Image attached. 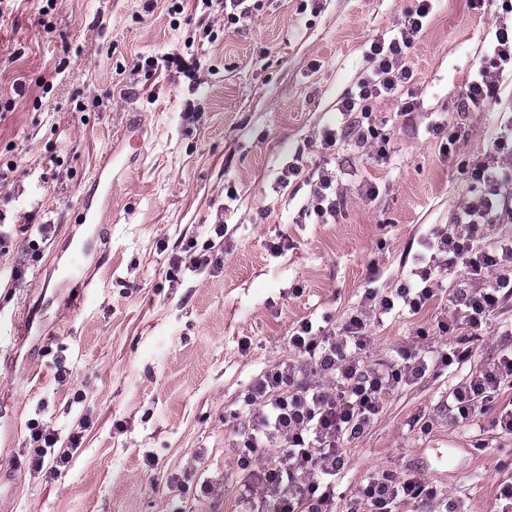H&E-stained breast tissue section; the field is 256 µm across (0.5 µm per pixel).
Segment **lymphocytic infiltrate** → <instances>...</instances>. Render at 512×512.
<instances>
[{
	"mask_svg": "<svg viewBox=\"0 0 512 512\" xmlns=\"http://www.w3.org/2000/svg\"><path fill=\"white\" fill-rule=\"evenodd\" d=\"M430 2L417 0L396 23L393 36L371 42L370 71L342 103L343 111L360 118L344 134L328 131L326 145H336L341 137L361 146L374 140L375 159L387 158L389 140L373 122L369 103L394 94L410 80L406 58L425 27ZM490 49L492 63L480 67L467 83L459 102L462 110L481 111L495 104L503 73L512 71V31L507 26L496 29ZM468 178L471 196L455 218L456 231H434L430 254L416 269L413 283L391 296L370 292L363 309L340 326L317 328L312 321H301L288 338L298 361L279 364L249 387L243 398L249 421L239 442L240 467L248 478L239 495V512H260L267 500L274 501L278 512H333L336 477L346 465L341 442L359 438L386 395L428 370L425 358L416 354H403L399 365L365 361L368 328L397 308L420 312L437 298L441 275L451 268L460 270L461 285L449 299L451 321L438 324L441 332L454 336L442 360L464 364L475 357L482 331L512 298V239L486 243L479 236L481 225L512 223V166L479 163L469 169ZM511 386L510 345L498 362L454 385L448 408L458 418L470 419L488 410L495 395ZM435 495L418 479L384 470L367 482L348 512H396L398 506Z\"/></svg>",
	"mask_w": 512,
	"mask_h": 512,
	"instance_id": "1",
	"label": "lymphocytic infiltrate"
}]
</instances>
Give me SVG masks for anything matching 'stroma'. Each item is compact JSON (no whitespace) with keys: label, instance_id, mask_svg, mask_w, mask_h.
Returning a JSON list of instances; mask_svg holds the SVG:
<instances>
[{"label":"stroma","instance_id":"stroma-1","mask_svg":"<svg viewBox=\"0 0 512 512\" xmlns=\"http://www.w3.org/2000/svg\"><path fill=\"white\" fill-rule=\"evenodd\" d=\"M247 4L229 26L225 0H0V512H237L247 474L228 417L242 393L293 359L302 320L342 321L365 290L408 280L433 227L452 229L469 197L462 164L489 160L512 116L510 73L496 104L458 106L499 0H434L406 59L411 81L371 105L391 137L380 163L351 142L326 147L323 133L347 123L341 103L371 41L415 0ZM194 54L191 77L144 64ZM132 135L143 152L114 173L108 223H80L100 157ZM327 171L342 208L324 224L311 191ZM217 224L221 268H192ZM23 312L33 331L19 337ZM436 314L372 326L369 361L446 348L448 337L416 336ZM500 355L492 331L470 363L392 391L344 445L336 512L382 469L437 487L457 512H499L512 433L486 416L452 422L446 402ZM79 419L81 444L57 463ZM34 426L53 429L56 447L40 453Z\"/></svg>","mask_w":512,"mask_h":512}]
</instances>
